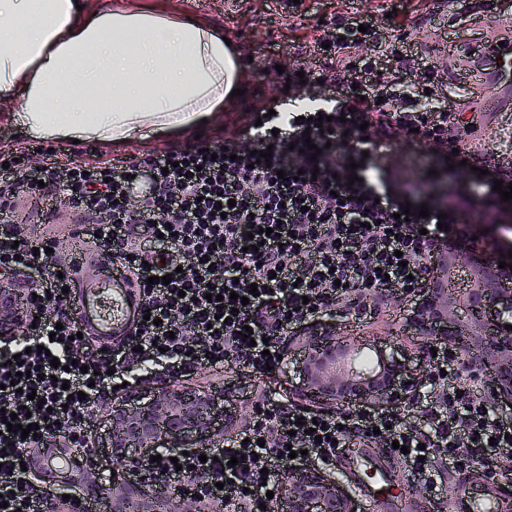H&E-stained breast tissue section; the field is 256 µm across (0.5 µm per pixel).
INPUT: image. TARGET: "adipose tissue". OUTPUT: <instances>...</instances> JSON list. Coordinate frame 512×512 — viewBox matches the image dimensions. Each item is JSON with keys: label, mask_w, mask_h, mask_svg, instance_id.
<instances>
[{"label": "adipose tissue", "mask_w": 512, "mask_h": 512, "mask_svg": "<svg viewBox=\"0 0 512 512\" xmlns=\"http://www.w3.org/2000/svg\"><path fill=\"white\" fill-rule=\"evenodd\" d=\"M242 72L221 33L166 8L0 0V98L36 140L125 145L223 111Z\"/></svg>", "instance_id": "ef3b65f1"}]
</instances>
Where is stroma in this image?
<instances>
[{
	"label": "stroma",
	"instance_id": "obj_1",
	"mask_svg": "<svg viewBox=\"0 0 512 512\" xmlns=\"http://www.w3.org/2000/svg\"><path fill=\"white\" fill-rule=\"evenodd\" d=\"M152 5H168L178 13L198 16L213 28L224 34L235 47L244 79L243 93L233 102L225 105L223 112L217 113L208 122L197 125L183 133H175L164 138L135 141L119 148L101 149L99 143L84 141L73 143L58 140L43 143L24 137L10 119L15 111L14 102L0 106V157H8L16 151H25L32 165L42 164L45 157L56 162L87 157L97 150H104L108 158H144L162 152L175 144L194 141L195 137H212L232 128L239 121L244 107L256 97L273 99L278 97L285 83L286 71L302 64L321 62L330 66L331 55L314 59L313 39L332 33L337 18H371L374 28L385 35L395 45L403 46L399 55L389 57L385 75L387 78L405 77L414 62L434 65L437 72L448 75L443 87L444 93L453 99H465L469 90L464 72H451L447 59L422 43V28L433 15L435 0H304L298 13L288 12L280 0H239L237 7L231 8L226 0H148ZM287 47V54L277 57L276 62L284 66L281 74L265 73L264 61L275 46ZM429 167L445 172L448 180L468 183L472 189L483 190L490 179L512 177V153L499 152L488 158L484 165L485 176L473 173L469 166L448 168L445 153L430 154L426 160ZM12 220L21 225L30 238H42L50 230L59 227H72L74 216L62 198L48 196L41 198L38 207H31L27 199H20ZM412 306L403 302L391 304L378 311L346 315L341 320L340 329L350 342L389 354L391 347H399L401 358L408 373H418L421 361L417 348L421 342L409 327L407 319ZM299 337L288 336L283 340L286 359L279 370L267 379H259L239 369H226L223 372H210L205 375L182 377L183 385L195 389L217 388L231 396L233 402L224 408L225 421H232L235 408L251 402L263 387H271L277 398L283 402H293L314 409H322V402L307 396L299 372L293 360L299 348Z\"/></svg>",
	"mask_w": 512,
	"mask_h": 512
}]
</instances>
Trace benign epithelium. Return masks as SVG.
I'll return each mask as SVG.
<instances>
[{
  "mask_svg": "<svg viewBox=\"0 0 512 512\" xmlns=\"http://www.w3.org/2000/svg\"><path fill=\"white\" fill-rule=\"evenodd\" d=\"M500 243L484 235L462 247L453 239L435 253L432 284L423 289L410 317L416 334L428 337L418 350L433 359L431 348L447 347L448 355L496 403L512 404V268L498 259H485ZM468 272L464 288L456 287V272ZM27 277H0V333L11 341L31 305ZM299 365L306 391L331 405L356 400L383 406L408 397L412 384L403 365L381 356L376 367L364 370L360 349L341 340L333 324H319L303 339ZM224 395L196 390L171 381L148 389L132 388L113 397L105 420L109 423L112 476L103 477L95 450L75 458L85 472L83 495L108 504V512H223L221 505L201 507L181 493H168L161 481L149 479L151 456L161 449L189 453L217 447L215 421ZM70 449L48 445L32 449L27 480L43 481L41 473L67 459ZM285 512H353L351 501L315 469L294 466L282 484ZM40 512H82L76 497L64 498L55 484L42 487Z\"/></svg>",
  "mask_w": 512,
  "mask_h": 512,
  "instance_id": "obj_1",
  "label": "benign epithelium"
}]
</instances>
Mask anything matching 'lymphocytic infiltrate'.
Wrapping results in <instances>:
<instances>
[{"mask_svg":"<svg viewBox=\"0 0 512 512\" xmlns=\"http://www.w3.org/2000/svg\"><path fill=\"white\" fill-rule=\"evenodd\" d=\"M359 24L350 18L336 25L330 49L337 75L308 69L291 76L290 111L272 115L257 104L223 143L177 144L141 160L46 161L34 168L14 161L0 171V195L41 182L64 196L85 241L110 248L143 296L132 331L119 343L105 348L78 338L74 312L61 300L67 282L47 253L53 238L32 241L18 229L0 230V271L37 277L33 314L0 352V408L16 413L18 424L39 425L24 438L0 422V512H38L39 491L20 468L25 453L51 438L84 446L126 374L161 367L182 377L234 366L266 376L281 366L283 338L313 314L370 312L422 290L441 226L458 231L497 222L493 189L455 185L424 218L409 203L412 189L390 178L386 154L401 143L429 151L461 141L448 136L451 101L434 68L383 79L389 42L374 39L369 56H356L364 43ZM309 141L319 154L306 149ZM267 148L270 162L256 161L255 152ZM146 181L150 193L130 205ZM404 204L411 211L406 220L398 216ZM261 228L266 236H258ZM217 256L224 266L210 270ZM165 275L170 283H162ZM230 287L232 299L224 295ZM247 327L249 340L241 336ZM54 357L59 367H52ZM427 379V395L380 412H324L259 395L249 420L223 447L176 458L162 452L150 472L203 504L258 512L291 466L292 449L319 460L340 447L396 442L407 446L403 459L430 492L444 469L467 458L512 470V421L492 412L446 352H438Z\"/></svg>","mask_w":512,"mask_h":512,"instance_id":"1","label":"lymphocytic infiltrate"}]
</instances>
